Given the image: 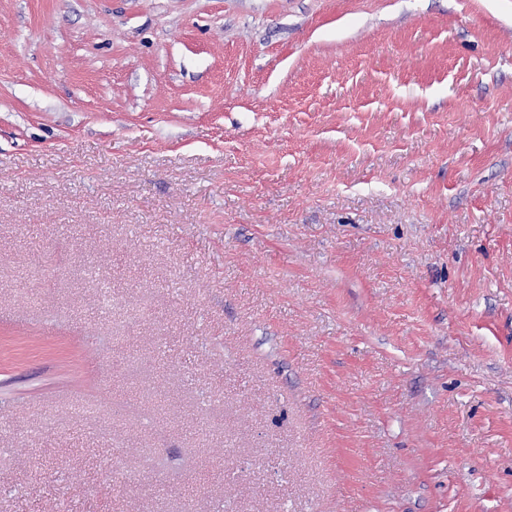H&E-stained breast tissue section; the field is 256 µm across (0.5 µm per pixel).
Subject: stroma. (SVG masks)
Returning <instances> with one entry per match:
<instances>
[{
	"instance_id": "obj_1",
	"label": "stroma",
	"mask_w": 512,
	"mask_h": 512,
	"mask_svg": "<svg viewBox=\"0 0 512 512\" xmlns=\"http://www.w3.org/2000/svg\"><path fill=\"white\" fill-rule=\"evenodd\" d=\"M0 512H512V0H0Z\"/></svg>"
}]
</instances>
